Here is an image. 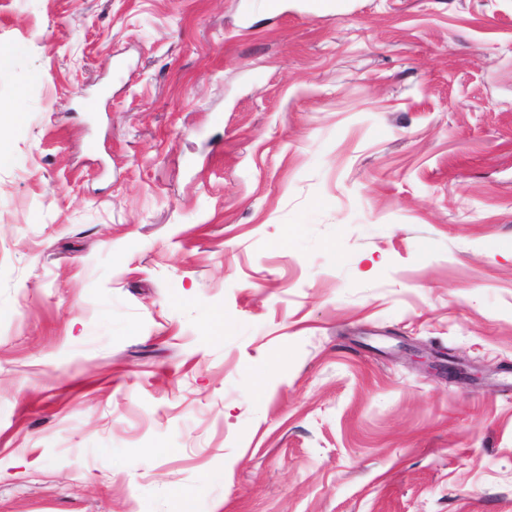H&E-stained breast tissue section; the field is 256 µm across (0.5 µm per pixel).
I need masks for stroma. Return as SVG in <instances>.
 Instances as JSON below:
<instances>
[{"label": "stroma", "mask_w": 512, "mask_h": 512, "mask_svg": "<svg viewBox=\"0 0 512 512\" xmlns=\"http://www.w3.org/2000/svg\"><path fill=\"white\" fill-rule=\"evenodd\" d=\"M1 49L0 512H512V0H0Z\"/></svg>", "instance_id": "obj_1"}]
</instances>
